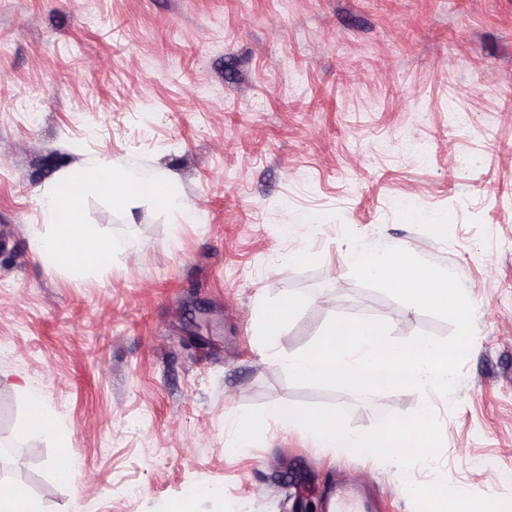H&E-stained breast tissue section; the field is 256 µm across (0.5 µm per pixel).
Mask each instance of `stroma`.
I'll return each mask as SVG.
<instances>
[{
    "label": "stroma",
    "instance_id": "stroma-1",
    "mask_svg": "<svg viewBox=\"0 0 512 512\" xmlns=\"http://www.w3.org/2000/svg\"><path fill=\"white\" fill-rule=\"evenodd\" d=\"M508 88L512 0H0V442L31 452L44 512H171L189 486L193 512H325L344 478L414 512L404 477L438 474L512 496ZM98 166L157 173L185 207L88 198L110 267H52L39 199ZM348 230L459 277L475 338L453 401L289 381L278 355L336 316L453 331L356 281ZM29 386L57 435L23 433ZM425 401L443 448L406 476L275 415L234 444L252 407L338 405L366 431Z\"/></svg>",
    "mask_w": 512,
    "mask_h": 512
}]
</instances>
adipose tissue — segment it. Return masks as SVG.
<instances>
[{"label":"adipose tissue","instance_id":"adipose-tissue-1","mask_svg":"<svg viewBox=\"0 0 512 512\" xmlns=\"http://www.w3.org/2000/svg\"><path fill=\"white\" fill-rule=\"evenodd\" d=\"M91 196L109 198L117 208L140 199L152 200L163 209L182 205L163 179L134 169L115 172L100 167L66 176L56 188L42 196L40 208L47 231L36 235L32 241L34 249L50 265L79 274L87 258L102 264L111 262V240L81 221L85 202Z\"/></svg>","mask_w":512,"mask_h":512}]
</instances>
